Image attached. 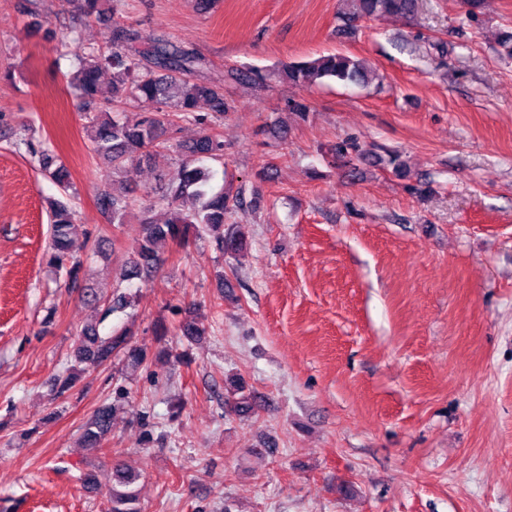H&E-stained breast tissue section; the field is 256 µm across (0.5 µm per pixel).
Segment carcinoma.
<instances>
[{
    "mask_svg": "<svg viewBox=\"0 0 512 512\" xmlns=\"http://www.w3.org/2000/svg\"><path fill=\"white\" fill-rule=\"evenodd\" d=\"M358 7L346 17L345 25L367 17L383 15L406 16L413 12L416 0H355ZM114 5L113 0H77V9L88 18H101L106 10L103 5ZM138 39V34L117 26L112 38L104 47H85L80 38L72 37L74 56L78 61L70 78V86L90 106L98 99L117 106L127 98H144L158 104L157 110L143 116L134 124L118 118L93 119L90 152L106 161L112 173L126 170L135 161H149L171 150L167 132L177 119H193L202 126V135L190 148V154L201 155L220 161L224 158V140L209 131L208 119L196 114L198 101L209 102L212 114L222 116L226 112L223 84L202 81L196 75L207 68L206 60L194 51L176 46L169 41L157 39L138 52L130 53L129 45ZM112 70V82L107 88L100 82L104 70ZM282 77L293 85L312 84L331 79L344 84L368 82V67L364 62L342 53L322 55L310 61L290 63L281 71ZM28 153L36 158L42 173L53 180L69 197L70 174L58 157L42 144L27 138L20 139ZM378 162L392 168L397 176L406 174V163L401 155L390 152L387 157H378ZM213 171L196 161L184 159L171 172L161 176L163 184L154 203L142 206L147 211L153 205H165L171 218L165 224H157L145 217L141 239L134 248L132 257L125 262L121 279L148 277L160 264L162 244L173 241L188 242L191 231L203 230L212 235L220 251L235 255L246 247L244 235L224 236V221L237 198L222 191L208 193ZM101 207L110 214L112 223L124 224L137 207V200L128 192H104ZM52 238L51 252L47 264L66 267L69 285L79 281L81 269L76 254L88 247L89 240H79L73 214L68 205L60 200L51 203ZM182 335L197 339L206 334V327L196 311L189 312V320L181 327ZM123 352L130 367L144 362V355L128 347L127 332L122 330L112 336H100L97 324L85 325L77 333L74 360L77 364H101L112 354ZM112 406L105 405L96 410L84 426V438L88 446L96 448L111 431ZM138 474L118 463L112 468V487L106 492L107 512H141L133 485Z\"/></svg>",
    "mask_w": 512,
    "mask_h": 512,
    "instance_id": "carcinoma-1",
    "label": "carcinoma"
}]
</instances>
